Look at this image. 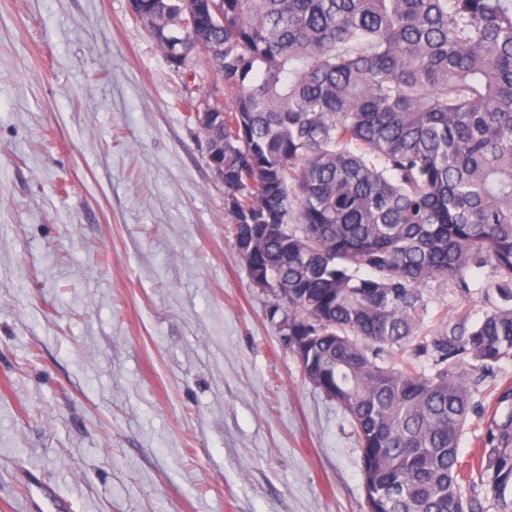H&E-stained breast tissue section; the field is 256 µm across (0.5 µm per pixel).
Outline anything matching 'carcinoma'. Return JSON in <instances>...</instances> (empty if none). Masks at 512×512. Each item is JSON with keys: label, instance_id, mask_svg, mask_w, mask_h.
Returning <instances> with one entry per match:
<instances>
[{"label": "carcinoma", "instance_id": "obj_1", "mask_svg": "<svg viewBox=\"0 0 512 512\" xmlns=\"http://www.w3.org/2000/svg\"><path fill=\"white\" fill-rule=\"evenodd\" d=\"M176 68L198 50L222 85L238 235L276 279L271 316L302 342L308 381L351 418L369 512H488L460 480L468 371L512 356V305L421 347L423 287L470 288L489 266L512 302V0H129ZM477 470L512 512V385L488 417Z\"/></svg>", "mask_w": 512, "mask_h": 512}]
</instances>
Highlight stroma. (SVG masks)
<instances>
[{
  "label": "stroma",
  "instance_id": "1",
  "mask_svg": "<svg viewBox=\"0 0 512 512\" xmlns=\"http://www.w3.org/2000/svg\"><path fill=\"white\" fill-rule=\"evenodd\" d=\"M128 0H0V512H368L350 417L305 377L229 232L224 184ZM433 281L414 359L503 300ZM512 359L474 383L478 409Z\"/></svg>",
  "mask_w": 512,
  "mask_h": 512
}]
</instances>
